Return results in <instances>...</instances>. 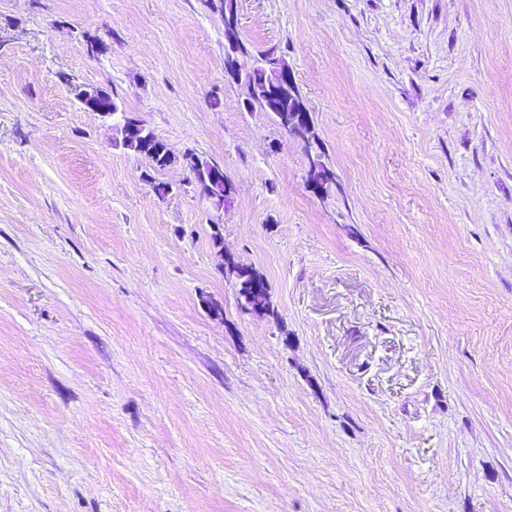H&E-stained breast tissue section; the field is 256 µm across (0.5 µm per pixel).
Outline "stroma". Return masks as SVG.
Instances as JSON below:
<instances>
[{
  "label": "stroma",
  "instance_id": "obj_1",
  "mask_svg": "<svg viewBox=\"0 0 512 512\" xmlns=\"http://www.w3.org/2000/svg\"><path fill=\"white\" fill-rule=\"evenodd\" d=\"M238 33L313 142L204 0H0V512H512V0H239ZM272 83L269 74L264 72H248L245 74V84L253 88L254 93L262 95V90L266 87V98H258V108L264 112H274L280 117H288L290 110L293 108L295 101H290V98H282L273 92L274 85L270 89L269 85ZM245 85V86H246ZM266 99V100H265ZM109 93L112 97V93ZM100 98L101 93L99 88L90 90L84 89L80 93L81 107L86 111L97 112L102 118L112 119V121H116L119 126H126L129 123L132 116L125 112V110L122 108V105L116 100V98L112 97V101L117 109V112H112V109L103 108L100 103ZM121 145L125 149L139 154L153 151L157 156L156 161L159 168H164L176 160L171 149L145 126L133 136L122 137Z\"/></svg>",
  "mask_w": 512,
  "mask_h": 512
}]
</instances>
